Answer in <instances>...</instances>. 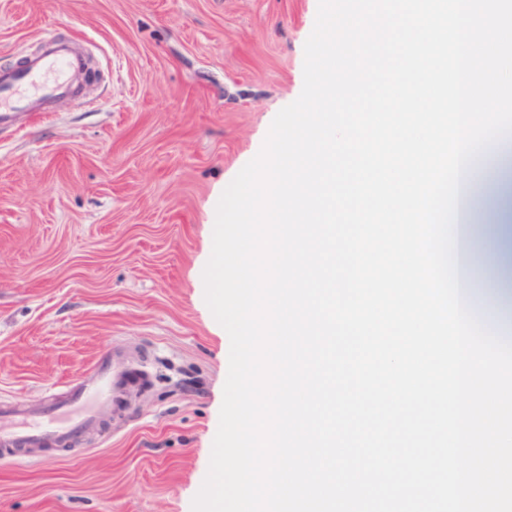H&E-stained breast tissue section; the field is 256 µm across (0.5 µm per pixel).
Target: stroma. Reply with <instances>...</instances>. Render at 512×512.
<instances>
[{
  "label": "stroma",
  "mask_w": 512,
  "mask_h": 512,
  "mask_svg": "<svg viewBox=\"0 0 512 512\" xmlns=\"http://www.w3.org/2000/svg\"><path fill=\"white\" fill-rule=\"evenodd\" d=\"M318 0H0V68L61 34L91 81L0 124V402L99 358L141 396L0 459V512H192L224 387L216 207L303 88Z\"/></svg>",
  "instance_id": "1"
}]
</instances>
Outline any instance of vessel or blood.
<instances>
[{"instance_id":"b4317fda","label":"vessel or blood","mask_w":512,"mask_h":512,"mask_svg":"<svg viewBox=\"0 0 512 512\" xmlns=\"http://www.w3.org/2000/svg\"><path fill=\"white\" fill-rule=\"evenodd\" d=\"M84 67L70 40L45 41L21 67L0 71V120L15 112H37L69 97ZM125 392L124 379L111 364L98 363L84 380L70 385L66 395L48 393L36 410L0 406V457L16 448H40L74 441L98 427Z\"/></svg>"}]
</instances>
